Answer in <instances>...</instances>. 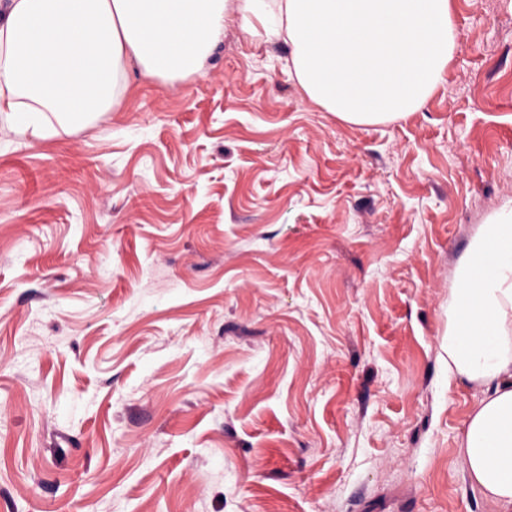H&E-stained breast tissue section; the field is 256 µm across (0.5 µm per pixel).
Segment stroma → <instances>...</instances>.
Wrapping results in <instances>:
<instances>
[{
	"label": "stroma",
	"mask_w": 512,
	"mask_h": 512,
	"mask_svg": "<svg viewBox=\"0 0 512 512\" xmlns=\"http://www.w3.org/2000/svg\"><path fill=\"white\" fill-rule=\"evenodd\" d=\"M417 111L341 121L227 19L109 121L0 119V512H501L448 295L512 208V0Z\"/></svg>",
	"instance_id": "stroma-1"
}]
</instances>
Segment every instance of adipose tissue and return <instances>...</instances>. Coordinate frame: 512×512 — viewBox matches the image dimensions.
<instances>
[{"mask_svg": "<svg viewBox=\"0 0 512 512\" xmlns=\"http://www.w3.org/2000/svg\"><path fill=\"white\" fill-rule=\"evenodd\" d=\"M288 42L305 95L357 125L418 111L457 47L453 0H8L0 116L46 140L105 121L126 68L196 71L227 17ZM448 376L483 387L463 439L470 480L512 506V214L484 225L448 300Z\"/></svg>", "mask_w": 512, "mask_h": 512, "instance_id": "obj_1", "label": "adipose tissue"}]
</instances>
